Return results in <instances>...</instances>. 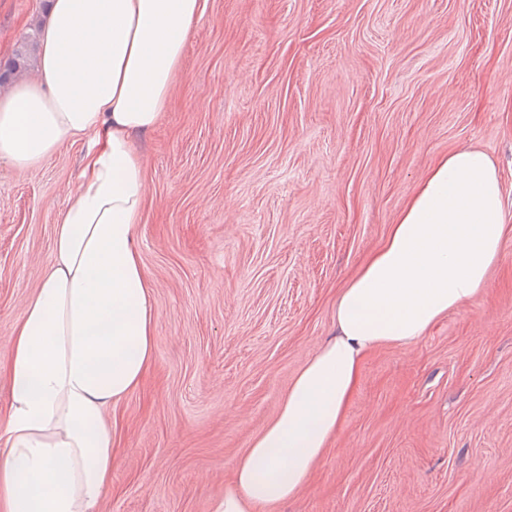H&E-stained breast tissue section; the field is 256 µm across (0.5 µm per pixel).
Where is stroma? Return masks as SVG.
I'll use <instances>...</instances> for the list:
<instances>
[{
	"label": "stroma",
	"mask_w": 512,
	"mask_h": 512,
	"mask_svg": "<svg viewBox=\"0 0 512 512\" xmlns=\"http://www.w3.org/2000/svg\"><path fill=\"white\" fill-rule=\"evenodd\" d=\"M43 0H0V63ZM89 138L0 161V362ZM140 146L154 361L113 406L99 512H216L431 165L476 147L512 219V0H211ZM269 512H512V237L480 295L370 353L307 485Z\"/></svg>",
	"instance_id": "stroma-1"
}]
</instances>
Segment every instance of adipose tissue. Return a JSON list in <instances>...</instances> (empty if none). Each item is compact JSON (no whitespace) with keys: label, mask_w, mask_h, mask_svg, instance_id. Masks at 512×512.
Returning <instances> with one entry per match:
<instances>
[{"label":"adipose tissue","mask_w":512,"mask_h":512,"mask_svg":"<svg viewBox=\"0 0 512 512\" xmlns=\"http://www.w3.org/2000/svg\"><path fill=\"white\" fill-rule=\"evenodd\" d=\"M210 0H50L38 75L0 92V160L25 169L81 137L94 148L54 226L53 261L13 323L0 425V512H98L112 482L113 405L154 360L158 314L137 243L140 139L174 92ZM512 236L489 155L434 163L336 299L335 332L233 467L217 512L295 496L337 434L367 354L419 340L487 286Z\"/></svg>","instance_id":"obj_1"}]
</instances>
